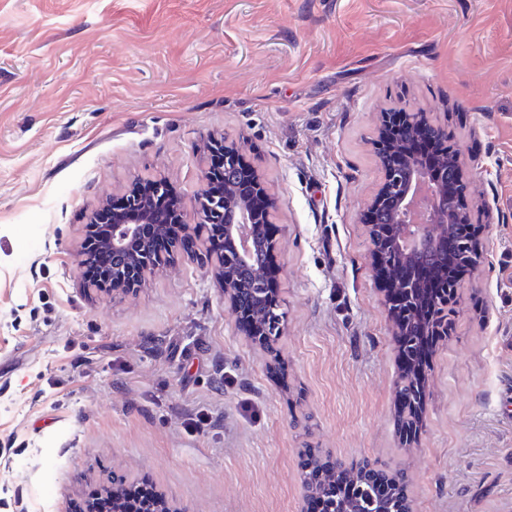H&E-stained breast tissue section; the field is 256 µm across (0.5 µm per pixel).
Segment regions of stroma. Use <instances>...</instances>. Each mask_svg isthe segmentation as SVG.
Returning <instances> with one entry per match:
<instances>
[{
	"label": "stroma",
	"instance_id": "35a3bbf8",
	"mask_svg": "<svg viewBox=\"0 0 512 512\" xmlns=\"http://www.w3.org/2000/svg\"><path fill=\"white\" fill-rule=\"evenodd\" d=\"M393 109L444 127L482 249L410 436L365 220ZM220 135L279 202L273 356L200 264L82 288L88 216L157 178L193 212ZM311 448L404 472L412 512H512V0H0V512L116 475L298 512Z\"/></svg>",
	"mask_w": 512,
	"mask_h": 512
}]
</instances>
